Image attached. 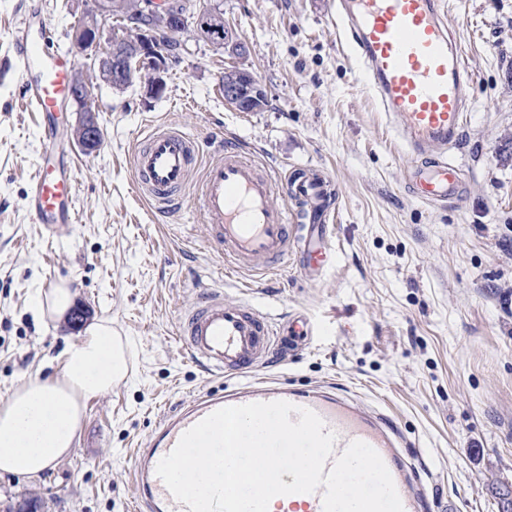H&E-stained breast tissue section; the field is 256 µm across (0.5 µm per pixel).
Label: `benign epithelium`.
<instances>
[{"label":"benign epithelium","instance_id":"7a95c632","mask_svg":"<svg viewBox=\"0 0 512 512\" xmlns=\"http://www.w3.org/2000/svg\"><path fill=\"white\" fill-rule=\"evenodd\" d=\"M111 14L112 0H96L94 8L81 15L72 42L75 52L92 57L94 79L117 92L143 80L147 95L161 96L166 90V40L180 39L190 27L198 34H210L216 47L234 58L247 54L246 44L224 26V15L216 10L191 22L185 13L171 7L170 0H136L133 7L124 5V25L105 39L104 21ZM221 84L224 100L239 111L252 112L262 106L265 90L249 70L229 66ZM70 98L84 113L73 132L74 140L85 150L95 151L102 143V132L95 119L91 85L80 76L74 77Z\"/></svg>","mask_w":512,"mask_h":512}]
</instances>
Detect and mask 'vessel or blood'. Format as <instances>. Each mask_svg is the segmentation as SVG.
<instances>
[{"label":"vessel or blood","mask_w":512,"mask_h":512,"mask_svg":"<svg viewBox=\"0 0 512 512\" xmlns=\"http://www.w3.org/2000/svg\"><path fill=\"white\" fill-rule=\"evenodd\" d=\"M449 8L448 0H339L336 9V26L358 60L367 88L380 111L394 118L396 140L414 159L408 190L429 204L463 197L458 167L449 161L448 150L459 143L475 88L473 73L446 23ZM51 40L52 28L41 17L13 40L14 66L25 93L43 113L55 112L71 85L72 64ZM212 141L214 157L205 167L194 204L201 223L213 234L226 272L273 273L294 243L306 278L330 266L336 248L327 211H320L318 223H294L290 207L273 201L277 180L272 170L261 167L241 146L225 144L223 129L214 131ZM198 156L196 138L181 127L152 125L131 159L136 191L157 209H171L188 186ZM331 181L321 171L312 180L294 179L290 187L295 198L320 206ZM74 195L71 172L54 164L38 165L27 195L32 223L49 233L58 225L76 223ZM309 335L306 319L291 315L272 320L249 302L225 299L217 289L207 290L179 317L184 354L206 373L227 378L268 365L284 345L306 344ZM276 400L317 413L337 435L335 454L354 441L370 445L388 468L404 512H433L420 471L392 419L332 392L282 383L241 385L166 416L149 446L135 457L144 512H190L156 474L159 461L186 430L219 408ZM285 501V512H322L318 492L289 495Z\"/></svg>","instance_id":"1"}]
</instances>
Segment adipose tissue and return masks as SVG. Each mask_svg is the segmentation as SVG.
Segmentation results:
<instances>
[{
    "mask_svg": "<svg viewBox=\"0 0 512 512\" xmlns=\"http://www.w3.org/2000/svg\"><path fill=\"white\" fill-rule=\"evenodd\" d=\"M62 371L29 378L0 400V474L39 479L67 457L82 423L81 401L111 391L127 375V348L112 322L94 320L61 355Z\"/></svg>",
    "mask_w": 512,
    "mask_h": 512,
    "instance_id": "adipose-tissue-1",
    "label": "adipose tissue"
}]
</instances>
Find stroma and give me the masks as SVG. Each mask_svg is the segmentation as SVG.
<instances>
[{
  "label": "stroma",
  "instance_id": "35a3bbf8",
  "mask_svg": "<svg viewBox=\"0 0 512 512\" xmlns=\"http://www.w3.org/2000/svg\"><path fill=\"white\" fill-rule=\"evenodd\" d=\"M91 6L0 0V399L29 377L59 372L62 351L80 340L68 320L32 311L35 294L61 285L87 320L110 319L127 341L129 375L85 400L71 454L40 479L0 474V512L33 494L40 512H137V449L166 415L227 386L176 339L180 308L208 289L231 300L246 294L275 319L307 314L320 327L295 360L251 380L347 391L397 424L436 512H500L512 489V0H451L448 23L475 95L460 144L448 151L466 198L438 207L407 190L411 159L336 34V0H189L190 14L223 12L248 55L234 61L191 34L161 97L137 85L95 86L102 143L82 150L72 138L82 113L68 101L48 119L35 112L8 61L37 10L73 74L92 77L72 48ZM236 62L266 91L258 111L224 100L220 77ZM157 120L194 134L205 163L220 127L259 164L330 172L336 258L323 279H306L296 253L273 276L226 275L191 202L162 215L136 194L131 156ZM49 127L57 160L76 177L79 213L51 236L24 208Z\"/></svg>",
  "mask_w": 512,
  "mask_h": 512
}]
</instances>
